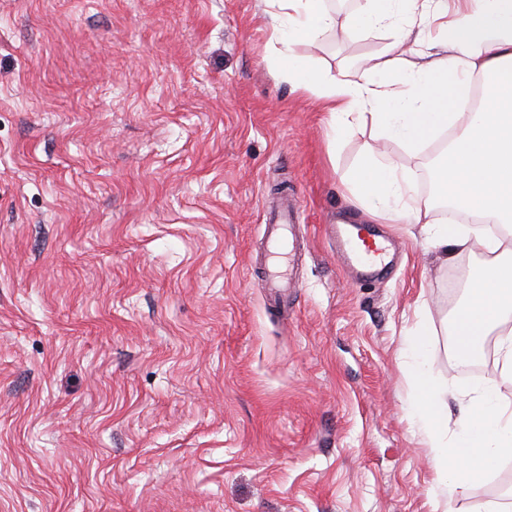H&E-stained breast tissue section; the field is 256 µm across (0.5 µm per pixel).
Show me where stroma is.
Here are the masks:
<instances>
[{"label":"stroma","instance_id":"35a3bbf8","mask_svg":"<svg viewBox=\"0 0 512 512\" xmlns=\"http://www.w3.org/2000/svg\"><path fill=\"white\" fill-rule=\"evenodd\" d=\"M365 0L294 52L361 79L389 32ZM266 0H0V512H512L486 472L449 499L408 406L406 340L448 419L501 378L491 326L459 360L453 323L477 255L434 261L419 224H381L394 272L362 283L325 233L361 218L366 148L414 172L373 125L330 143L314 98L269 64ZM297 212L293 309L261 287L268 208Z\"/></svg>","mask_w":512,"mask_h":512}]
</instances>
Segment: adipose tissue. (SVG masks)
I'll return each instance as SVG.
<instances>
[{
    "label": "adipose tissue",
    "instance_id": "1",
    "mask_svg": "<svg viewBox=\"0 0 512 512\" xmlns=\"http://www.w3.org/2000/svg\"><path fill=\"white\" fill-rule=\"evenodd\" d=\"M274 8V40L282 49L271 65L277 75L328 108L332 136L361 128L372 119L380 135L418 152L421 145L460 126L445 155L430 168L439 197L459 210L478 212L476 224H439L429 219V203L415 196L411 171L363 154L349 184L363 212L390 224L424 225L440 254L449 247H481L493 272L471 279L456 315L454 333L472 346L504 311L512 310V0H454L453 9L432 0H366L361 28L391 31L381 55L364 62L361 82L353 83L297 57L296 44L312 42L335 26L321 0H267ZM421 12L443 37L427 43L424 33L402 28L399 18ZM483 82V109L457 111L474 78ZM424 335L407 345L411 414L425 436L436 472L437 494L451 496L512 455V410L495 390L475 389L469 411L456 430L448 428L444 395L431 380Z\"/></svg>",
    "mask_w": 512,
    "mask_h": 512
}]
</instances>
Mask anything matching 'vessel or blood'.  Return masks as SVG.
Returning <instances> with one entry per match:
<instances>
[{"label": "vessel or blood", "mask_w": 512, "mask_h": 512, "mask_svg": "<svg viewBox=\"0 0 512 512\" xmlns=\"http://www.w3.org/2000/svg\"><path fill=\"white\" fill-rule=\"evenodd\" d=\"M293 227V212L284 208L269 214L264 231L266 261L262 272L263 282L271 298L281 303L287 302L288 290L293 285L289 273L296 257L291 238ZM331 240L338 258L346 268H361L370 272L383 265L393 246L392 240L373 233L366 225L354 230L342 226L333 227Z\"/></svg>", "instance_id": "1"}]
</instances>
